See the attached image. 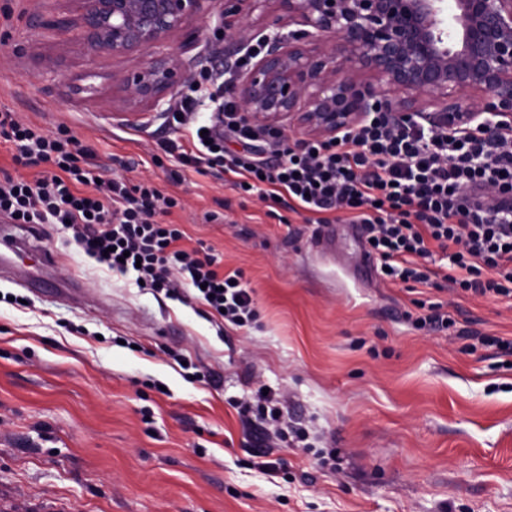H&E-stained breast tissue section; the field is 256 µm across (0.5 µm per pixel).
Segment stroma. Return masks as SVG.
I'll return each mask as SVG.
<instances>
[{
  "mask_svg": "<svg viewBox=\"0 0 512 512\" xmlns=\"http://www.w3.org/2000/svg\"><path fill=\"white\" fill-rule=\"evenodd\" d=\"M70 0H0V109L66 124L102 179H153L182 201L170 217L255 290L238 328L194 299L140 287L87 257L60 224H15L58 263L39 290L0 275V512H512V368L466 338H512V303L434 287L454 321L417 329L413 293L380 282L355 225H322L188 173L159 142L165 119L113 121L114 77L137 59L89 60L68 33L31 24ZM214 31L183 54L190 77L224 67ZM78 276L89 310L64 292ZM189 362L181 367L171 352ZM288 396L306 432L269 447L253 392ZM335 451V466L319 454ZM272 462L269 470L261 462Z\"/></svg>",
  "mask_w": 512,
  "mask_h": 512,
  "instance_id": "35a3bbf8",
  "label": "stroma"
}]
</instances>
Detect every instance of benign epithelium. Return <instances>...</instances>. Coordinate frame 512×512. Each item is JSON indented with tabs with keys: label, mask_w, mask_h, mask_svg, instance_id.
<instances>
[{
	"label": "benign epithelium",
	"mask_w": 512,
	"mask_h": 512,
	"mask_svg": "<svg viewBox=\"0 0 512 512\" xmlns=\"http://www.w3.org/2000/svg\"><path fill=\"white\" fill-rule=\"evenodd\" d=\"M62 27L91 56H131L215 19L229 91L245 116L284 132L295 122L331 139L382 112L435 132L477 129L488 140L512 125V0H273L255 30L241 22L268 0H73ZM257 42L262 47L253 52ZM250 67H238L240 55ZM174 56L118 78L125 101L152 118L171 108L187 73Z\"/></svg>",
	"instance_id": "obj_1"
}]
</instances>
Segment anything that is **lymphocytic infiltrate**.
Returning <instances> with one entry per match:
<instances>
[{"label":"lymphocytic infiltrate","instance_id":"f902f5d3","mask_svg":"<svg viewBox=\"0 0 512 512\" xmlns=\"http://www.w3.org/2000/svg\"><path fill=\"white\" fill-rule=\"evenodd\" d=\"M0 139L15 145L17 165L48 167L33 181L0 176V213L11 223L68 224L85 254L108 270L135 274L171 299L192 289L212 316L234 326L255 320L242 271L225 272L211 250L179 248L184 233L165 218L180 202L152 179L95 182L79 164L91 147L63 124L45 133L0 110ZM159 148L187 170L223 169L260 200L278 188L290 210L345 213L362 225L382 281L413 292L438 269L457 294L512 301V127L490 144L466 131L397 127L377 113L335 138L290 144L228 99L191 147L166 140Z\"/></svg>","mask_w":512,"mask_h":512}]
</instances>
